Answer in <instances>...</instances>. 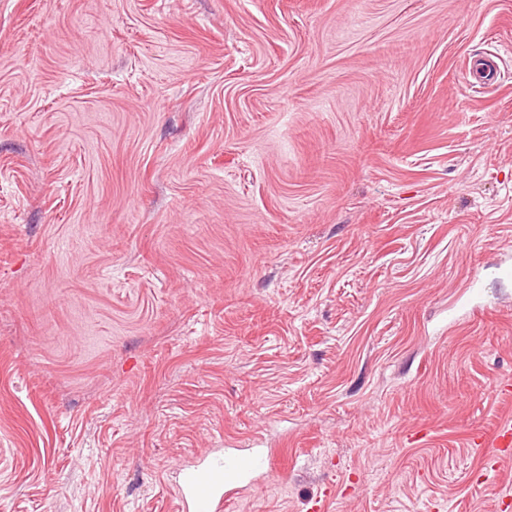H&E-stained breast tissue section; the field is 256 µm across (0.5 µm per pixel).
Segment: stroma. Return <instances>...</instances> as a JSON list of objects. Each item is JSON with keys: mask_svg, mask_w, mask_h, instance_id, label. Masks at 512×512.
Masks as SVG:
<instances>
[{"mask_svg": "<svg viewBox=\"0 0 512 512\" xmlns=\"http://www.w3.org/2000/svg\"><path fill=\"white\" fill-rule=\"evenodd\" d=\"M508 381L512 0H0V512H500ZM473 442L477 446L488 448L489 455L495 459L500 460L510 457L512 449V420L500 423L490 435L475 432L473 434ZM277 469L273 455L225 452L224 458L187 473L178 486L182 512H221L244 481Z\"/></svg>", "mask_w": 512, "mask_h": 512, "instance_id": "1", "label": "stroma"}]
</instances>
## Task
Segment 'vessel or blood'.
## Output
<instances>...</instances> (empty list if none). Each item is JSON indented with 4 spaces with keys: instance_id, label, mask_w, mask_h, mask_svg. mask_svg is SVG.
<instances>
[{
    "instance_id": "vessel-or-blood-1",
    "label": "vessel or blood",
    "mask_w": 512,
    "mask_h": 512,
    "mask_svg": "<svg viewBox=\"0 0 512 512\" xmlns=\"http://www.w3.org/2000/svg\"><path fill=\"white\" fill-rule=\"evenodd\" d=\"M477 446L488 449L490 456H512V420L502 422L492 434L474 433ZM277 469L274 456L253 452H228L222 459L187 473L178 487L182 512H223L225 504L244 481L256 474H270Z\"/></svg>"
}]
</instances>
